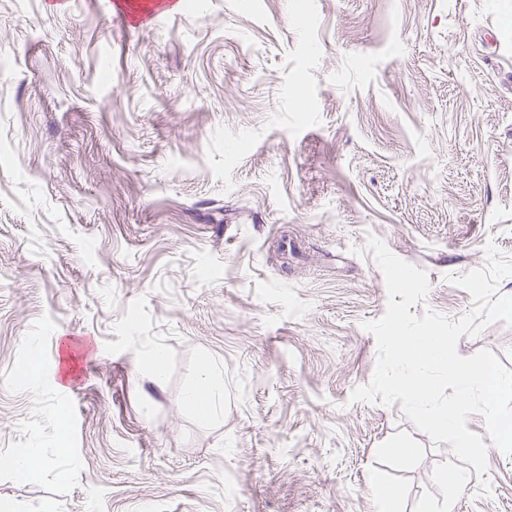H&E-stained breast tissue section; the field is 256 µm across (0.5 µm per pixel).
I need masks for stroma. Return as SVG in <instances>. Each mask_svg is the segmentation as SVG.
<instances>
[{
	"instance_id": "stroma-1",
	"label": "stroma",
	"mask_w": 512,
	"mask_h": 512,
	"mask_svg": "<svg viewBox=\"0 0 512 512\" xmlns=\"http://www.w3.org/2000/svg\"><path fill=\"white\" fill-rule=\"evenodd\" d=\"M372 236L426 271L417 315L512 258V0H0V502L377 512L378 477L438 512L449 444L351 398ZM484 349L512 370V326ZM487 463L457 512H512ZM208 368H203L202 381L183 398V405L201 420L208 419L215 407V391L207 381Z\"/></svg>"
}]
</instances>
